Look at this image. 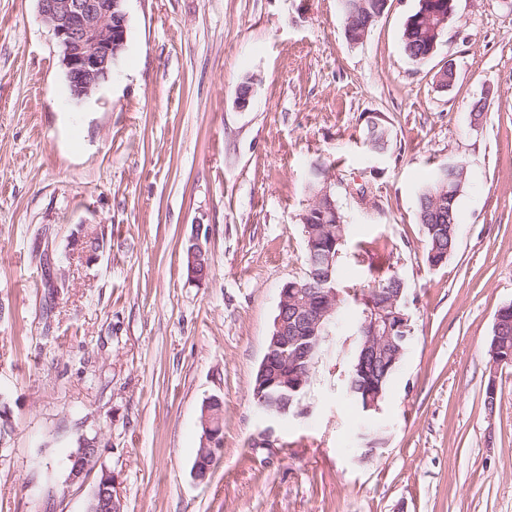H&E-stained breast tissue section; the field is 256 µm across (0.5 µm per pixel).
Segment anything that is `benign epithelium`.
<instances>
[{"instance_id": "1", "label": "benign epithelium", "mask_w": 512, "mask_h": 512, "mask_svg": "<svg viewBox=\"0 0 512 512\" xmlns=\"http://www.w3.org/2000/svg\"><path fill=\"white\" fill-rule=\"evenodd\" d=\"M122 0H37L41 20L51 29L62 51V64L72 96L83 99L91 96L105 81L114 64L120 57L126 42L127 15L121 11ZM453 15L452 7L437 12L425 13L424 27L431 31L434 38L448 27ZM403 289L390 288L374 291L366 295L364 304L365 322L362 325L364 339L362 357L377 356L384 347L397 349L394 356H399L402 349L396 340L406 339L403 331L408 329L409 317L397 310V303ZM299 285L285 284L280 292L277 328L281 334H291L282 340L280 359L294 363L302 353L298 346L300 334L316 335L322 321L336 308V290H326L318 299H299ZM297 302V313L291 320L285 319V310L289 301ZM508 306L501 307L496 315L495 335L490 345L493 367L504 363L512 364V344L505 339L507 328L503 320ZM294 351L286 352L288 347ZM100 458L97 440H86L70 455L71 465L68 469V482L83 483ZM113 476L106 467L100 469L98 478L91 492L86 512H108L112 501Z\"/></svg>"}]
</instances>
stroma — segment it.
<instances>
[{
    "label": "stroma",
    "mask_w": 512,
    "mask_h": 512,
    "mask_svg": "<svg viewBox=\"0 0 512 512\" xmlns=\"http://www.w3.org/2000/svg\"><path fill=\"white\" fill-rule=\"evenodd\" d=\"M417 6L387 0L355 45L338 0H126L125 49L76 100L37 0H0V409L13 427L0 512H85L94 479L67 482L84 435L118 512H512V366L490 367L512 304V0H454L422 64L402 43ZM375 115L380 155L363 143ZM454 160L470 172L458 244L432 267L416 192ZM318 164L350 225L340 287L396 273L411 340L362 417L346 394L361 307L347 300L300 414L274 420L252 388L280 290L305 273ZM100 231L97 257L71 250L74 233ZM195 237L200 282L183 260ZM45 252L63 288H48ZM210 397L223 449L200 481ZM388 138V128L382 118L374 117L367 122L365 143L371 152L385 151ZM509 307L510 304L501 307L496 315L495 335H493L490 345V356L494 370L504 363L512 364V343L510 345L509 341L505 339L504 335L507 328L505 326L506 322L502 319Z\"/></svg>",
    "instance_id": "stroma-1"
}]
</instances>
